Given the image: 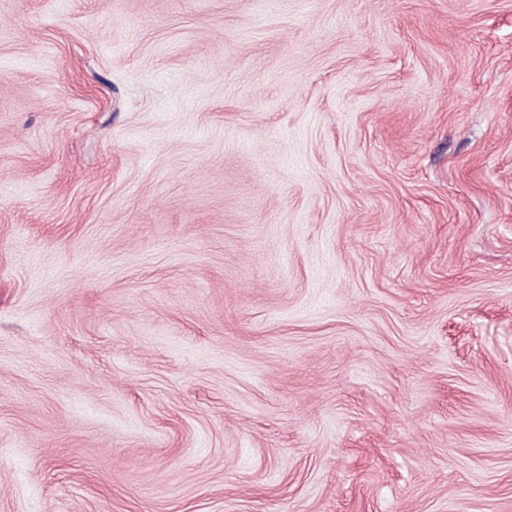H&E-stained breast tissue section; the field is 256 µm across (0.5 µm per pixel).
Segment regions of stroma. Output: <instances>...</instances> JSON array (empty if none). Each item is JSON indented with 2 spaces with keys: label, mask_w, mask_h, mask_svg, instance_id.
<instances>
[{
  "label": "stroma",
  "mask_w": 512,
  "mask_h": 512,
  "mask_svg": "<svg viewBox=\"0 0 512 512\" xmlns=\"http://www.w3.org/2000/svg\"><path fill=\"white\" fill-rule=\"evenodd\" d=\"M0 512H512V0H0Z\"/></svg>",
  "instance_id": "35a3bbf8"
}]
</instances>
